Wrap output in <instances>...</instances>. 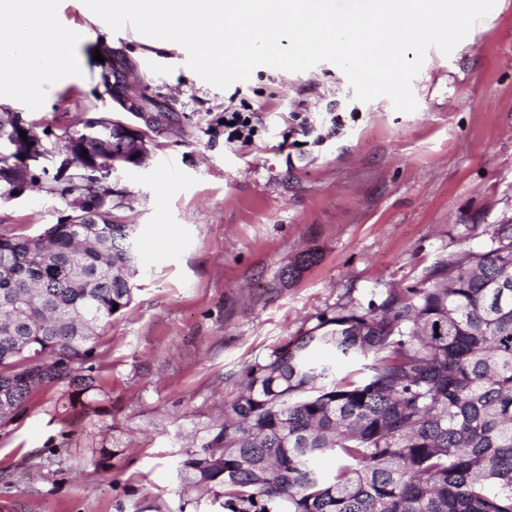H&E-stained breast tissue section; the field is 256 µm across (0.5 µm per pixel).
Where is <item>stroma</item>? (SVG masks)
<instances>
[{
  "instance_id": "35a3bbf8",
  "label": "stroma",
  "mask_w": 512,
  "mask_h": 512,
  "mask_svg": "<svg viewBox=\"0 0 512 512\" xmlns=\"http://www.w3.org/2000/svg\"><path fill=\"white\" fill-rule=\"evenodd\" d=\"M63 31L80 28L77 75L18 97L48 149L89 118L118 113L95 50L111 45L128 80L166 104L138 167L100 187L115 224L134 225L142 270L131 305L98 340V388L31 396L0 427V503L10 512H222L183 491L179 463L222 423L247 365L347 302L367 307L414 285L453 251L462 225L512 220V0H496L450 55L430 49L412 83L418 108L356 101L345 73L320 63L268 66L216 88L178 47L151 53L132 27L87 21L83 0H55ZM258 112L251 146L226 142L225 108ZM52 175L0 200V226L40 234L74 215ZM314 264L290 283L283 268ZM112 451L97 470L90 451Z\"/></svg>"
}]
</instances>
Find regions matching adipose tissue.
Listing matches in <instances>:
<instances>
[{
  "label": "adipose tissue",
  "mask_w": 512,
  "mask_h": 512,
  "mask_svg": "<svg viewBox=\"0 0 512 512\" xmlns=\"http://www.w3.org/2000/svg\"><path fill=\"white\" fill-rule=\"evenodd\" d=\"M76 32L60 29L52 0H0V98L27 92L38 96L43 85L73 71Z\"/></svg>",
  "instance_id": "1"
}]
</instances>
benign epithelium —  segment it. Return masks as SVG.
<instances>
[{
  "label": "benign epithelium",
  "mask_w": 512,
  "mask_h": 512,
  "mask_svg": "<svg viewBox=\"0 0 512 512\" xmlns=\"http://www.w3.org/2000/svg\"><path fill=\"white\" fill-rule=\"evenodd\" d=\"M126 70L112 60L103 76L105 93L120 107L139 115L145 127L133 125L121 118H90L82 124L74 137L69 156L60 159L58 170L68 172L72 161H77L89 172L91 184L99 182L97 174L128 165H140L147 154L148 131L161 124L160 108L150 109L152 99L146 93L135 94L122 74ZM26 137L20 136V131ZM51 160L50 151L42 144L32 126L19 113H10L7 120L0 119V182L9 188L0 193L1 199L14 197L21 189L30 166Z\"/></svg>",
  "instance_id": "7a95c632"
}]
</instances>
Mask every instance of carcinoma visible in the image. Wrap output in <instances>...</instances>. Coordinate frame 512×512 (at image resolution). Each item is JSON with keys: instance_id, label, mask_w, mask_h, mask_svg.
<instances>
[{"instance_id": "cac0c4a2", "label": "carcinoma", "mask_w": 512, "mask_h": 512, "mask_svg": "<svg viewBox=\"0 0 512 512\" xmlns=\"http://www.w3.org/2000/svg\"><path fill=\"white\" fill-rule=\"evenodd\" d=\"M36 237L0 228V426L53 383L96 389L97 330L133 300L134 237L103 218ZM486 236L481 246L471 241ZM378 304L341 306L244 369L224 424L182 462L224 512H512V224H467ZM315 257L282 272L294 280ZM366 363L340 379L312 353ZM338 459L324 475L314 461Z\"/></svg>"}]
</instances>
